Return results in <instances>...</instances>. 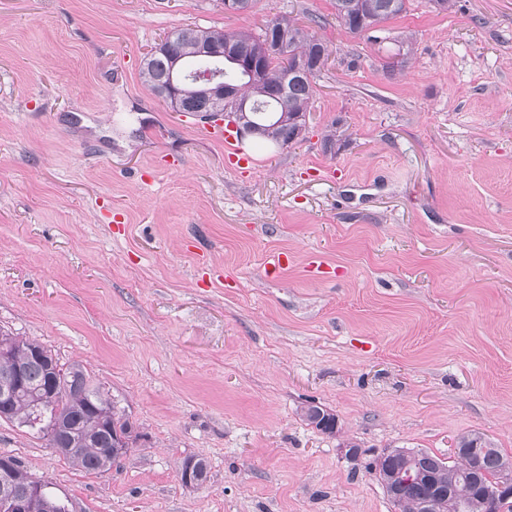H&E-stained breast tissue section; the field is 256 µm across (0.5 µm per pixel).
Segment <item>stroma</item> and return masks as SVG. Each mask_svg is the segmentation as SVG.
Wrapping results in <instances>:
<instances>
[{"label":"stroma","instance_id":"35a3bbf8","mask_svg":"<svg viewBox=\"0 0 512 512\" xmlns=\"http://www.w3.org/2000/svg\"><path fill=\"white\" fill-rule=\"evenodd\" d=\"M286 10L334 53L303 141L242 139L239 169L142 60ZM387 27L350 35L332 0H0V330L82 362L140 434L88 473L0 421L72 512H399L378 455L465 432L512 455V0H411Z\"/></svg>","mask_w":512,"mask_h":512}]
</instances>
